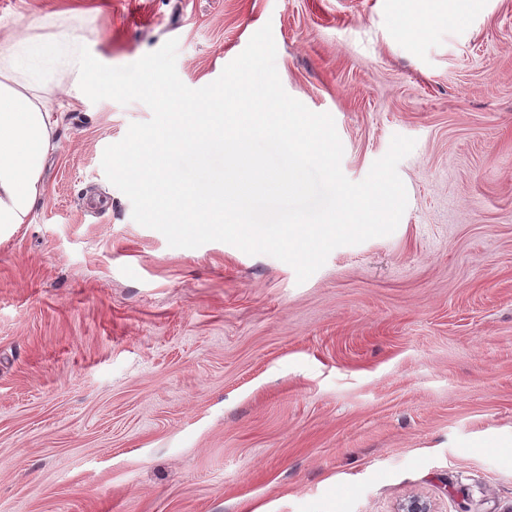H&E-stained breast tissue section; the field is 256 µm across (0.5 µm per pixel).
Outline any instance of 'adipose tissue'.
I'll return each instance as SVG.
<instances>
[{
  "instance_id": "obj_1",
  "label": "adipose tissue",
  "mask_w": 512,
  "mask_h": 512,
  "mask_svg": "<svg viewBox=\"0 0 512 512\" xmlns=\"http://www.w3.org/2000/svg\"><path fill=\"white\" fill-rule=\"evenodd\" d=\"M83 68L68 41L33 42L14 29L0 35V232L29 223L45 190L43 161L56 121L37 90L54 72Z\"/></svg>"
}]
</instances>
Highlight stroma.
Returning a JSON list of instances; mask_svg holds the SVG:
<instances>
[{
    "label": "stroma",
    "instance_id": "1",
    "mask_svg": "<svg viewBox=\"0 0 512 512\" xmlns=\"http://www.w3.org/2000/svg\"><path fill=\"white\" fill-rule=\"evenodd\" d=\"M0 0V26L125 66L177 39L191 88L271 25L288 94L363 180L393 135L408 205L304 283L173 248L105 148L143 103L39 90L57 125L31 223L0 240V512H512V0Z\"/></svg>",
    "mask_w": 512,
    "mask_h": 512
}]
</instances>
